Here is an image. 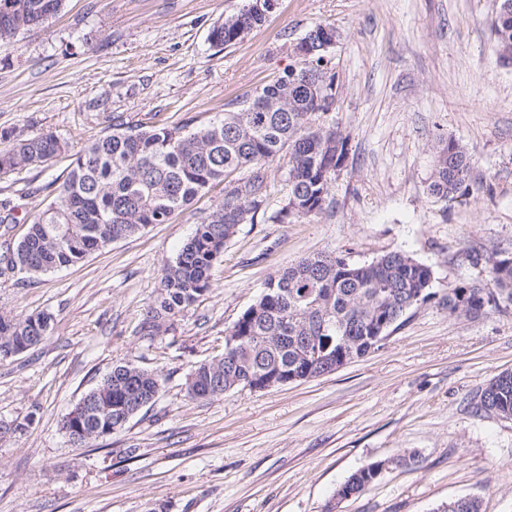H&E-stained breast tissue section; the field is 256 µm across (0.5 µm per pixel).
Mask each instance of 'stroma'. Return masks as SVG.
Instances as JSON below:
<instances>
[{
    "label": "stroma",
    "instance_id": "stroma-1",
    "mask_svg": "<svg viewBox=\"0 0 512 512\" xmlns=\"http://www.w3.org/2000/svg\"><path fill=\"white\" fill-rule=\"evenodd\" d=\"M239 0H66L44 29L0 42V150L51 131L69 144L47 163L0 172V254L52 200L75 154L113 118L201 126L294 65L318 23L340 34L336 124L349 154L314 219L239 225L211 287L168 335L140 325L165 267L224 198L214 184L170 223L84 261L0 275V314L52 317L44 340L0 362V512H437L475 496L512 512V418L477 411L512 371V304L449 314L450 288L512 256V67L493 51L500 0H276L264 23L219 50L209 32ZM470 154L475 191H429L438 142ZM403 251L433 271L428 299L384 343L335 372L211 400L190 398L199 364L267 279L317 253L352 263ZM129 362L158 374L154 402L125 428L72 446L62 417ZM389 466L338 501L356 470Z\"/></svg>",
    "mask_w": 512,
    "mask_h": 512
}]
</instances>
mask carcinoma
<instances>
[{"label":"carcinoma","instance_id":"1","mask_svg":"<svg viewBox=\"0 0 512 512\" xmlns=\"http://www.w3.org/2000/svg\"><path fill=\"white\" fill-rule=\"evenodd\" d=\"M65 0H0V41H18L44 28ZM265 20L262 13L239 7L215 23L209 40L220 50L242 40ZM319 23L305 33L313 53L255 95L236 102L200 127L126 126L77 153L72 168L47 208L29 224L15 249L4 256L6 268L28 276L77 264L91 253L138 234L172 216L217 182H225L224 200L216 205L165 268L161 289L145 310L143 335L164 336L211 287L212 272L222 262L224 245L241 224L262 217L282 224L293 217L313 218L330 204L338 159L347 157L349 137L329 122L338 105L325 82L336 79L333 60H323L324 31ZM499 61L512 65V11L492 22ZM67 149L53 133L18 139L0 151V171L48 162ZM287 160L286 192L281 206L267 205L265 171ZM249 171L240 181L230 177ZM472 161L454 139L439 141L431 194L453 201L470 194ZM429 266L401 251L364 264L335 254H316L278 271L266 290L227 330L224 357L197 366L187 381L194 399H212L244 389L275 373L302 380L323 373V362L341 356L359 358L371 347L369 336L397 327L411 309L429 297ZM504 299L512 303V257L497 254L486 261L485 283L460 284L448 290L444 304L451 314L477 317ZM51 317L0 314V360L22 344L31 348L47 336ZM161 378L132 364L117 365L86 393L81 404L61 419L67 435L87 441L122 430L153 402ZM477 410L512 417V372L495 377L482 391ZM376 480L372 469L352 473L336 489L348 498ZM442 512H481L477 497L448 501Z\"/></svg>","mask_w":512,"mask_h":512}]
</instances>
